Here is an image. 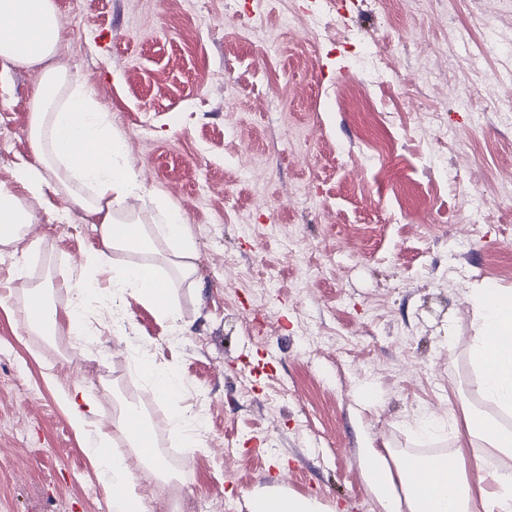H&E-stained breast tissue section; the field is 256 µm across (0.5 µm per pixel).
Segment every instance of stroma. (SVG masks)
I'll return each instance as SVG.
<instances>
[{
  "instance_id": "35a3bbf8",
  "label": "stroma",
  "mask_w": 512,
  "mask_h": 512,
  "mask_svg": "<svg viewBox=\"0 0 512 512\" xmlns=\"http://www.w3.org/2000/svg\"><path fill=\"white\" fill-rule=\"evenodd\" d=\"M54 59L93 91L127 158L175 204L195 273L171 283L180 322L138 297L91 316L92 343L29 332L15 269L61 283L97 245L68 203L0 246V512H109L84 449L117 405L147 400L170 481L138 486L151 512L215 498L248 512L277 488L323 512H384L366 449L452 457L464 409L497 416L469 359L472 288H512V0H55ZM260 15L251 31L239 11ZM37 73L0 77V185L33 163ZM125 335H114L116 325ZM190 384L161 399L140 358ZM106 370L93 385L90 366ZM92 394L85 434L61 394ZM206 407L207 435L173 454L172 413Z\"/></svg>"
}]
</instances>
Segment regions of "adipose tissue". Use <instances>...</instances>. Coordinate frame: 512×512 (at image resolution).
Segmentation results:
<instances>
[{"label": "adipose tissue", "mask_w": 512, "mask_h": 512, "mask_svg": "<svg viewBox=\"0 0 512 512\" xmlns=\"http://www.w3.org/2000/svg\"><path fill=\"white\" fill-rule=\"evenodd\" d=\"M60 39L55 0H0V74L14 67L39 71L28 113L35 162L21 175L23 194L0 186V245L14 244L35 223L25 197L42 200L50 194L69 199L82 221L94 226L100 243L87 255L77 279L65 281L66 290L74 295L65 310L48 304L44 288H25L26 296L47 303L31 329L55 330L63 316L72 335H85L89 302L105 306L128 292L139 295L162 317L176 319L177 307L167 296L169 275L194 274L195 242L180 209L149 191L126 160L110 114L94 107L90 91L67 68L53 64ZM131 198L151 201L152 224L141 223L127 209ZM158 238L166 245L160 263L113 264L114 251L144 253ZM102 273L109 276V288L98 285ZM471 296L479 319L471 359L485 396L500 410L511 412L512 289L475 288ZM463 420L470 441L479 442L485 454L498 462L499 471L473 482L463 464L455 462L418 481L412 476L410 457L390 460L367 449L365 478L385 512H474L478 506L483 512H512V480L503 474L512 466V430L489 414L467 411ZM108 446L109 437L102 433L86 453L112 488L109 512H149L147 501L136 491L135 474L165 478L162 459L139 454L131 460L109 452ZM248 508L249 512H320L314 500L279 490L254 492Z\"/></svg>", "instance_id": "adipose-tissue-1"}]
</instances>
